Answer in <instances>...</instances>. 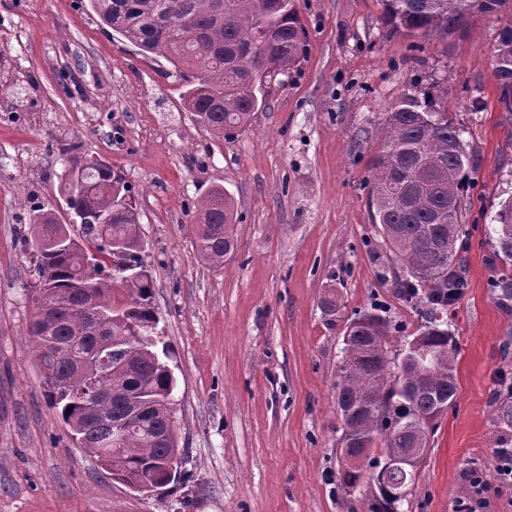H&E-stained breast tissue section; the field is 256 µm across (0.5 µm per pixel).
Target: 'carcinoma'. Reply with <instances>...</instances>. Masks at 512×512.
Returning <instances> with one entry per match:
<instances>
[{
	"label": "carcinoma",
	"instance_id": "carcinoma-1",
	"mask_svg": "<svg viewBox=\"0 0 512 512\" xmlns=\"http://www.w3.org/2000/svg\"><path fill=\"white\" fill-rule=\"evenodd\" d=\"M397 28L446 38L474 13L512 12V0H379ZM100 20L144 53L162 57L187 82L186 110L217 138L246 127L266 104L274 77L306 53V30L291 0H90ZM499 103L512 117V26H503L492 50ZM383 147L371 161L368 200L374 223L398 267L395 288L424 304L425 324L407 342L399 373L391 372L390 324L365 313L343 336L337 407L341 444L356 462L341 467L338 485L364 489L368 512H399L412 495L418 468L395 458L427 448L438 420L457 392V342L440 316L467 288L460 256L465 234L454 210L474 184L477 165L448 113L433 96L405 94L387 113ZM58 176L66 205L88 217L81 234L64 217L31 207L28 245L36 274L29 295L27 335L34 344L50 404L71 438L114 479L135 489L160 482L166 467L181 464L172 395L176 380L157 350V315L151 272L125 279L120 270L147 267L132 188L103 159L78 145L62 148ZM494 254L503 268L493 281L496 303L512 314V195L498 204ZM233 199L219 185L197 201L194 247L212 267L237 245ZM121 241L117 254L110 243ZM98 253L93 271L83 249ZM91 282L90 294L84 285ZM107 361H102V357ZM112 393L94 400L90 388ZM494 420L512 429V393L492 400ZM381 448L389 462L371 452Z\"/></svg>",
	"mask_w": 512,
	"mask_h": 512
}]
</instances>
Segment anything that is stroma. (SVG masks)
I'll return each mask as SVG.
<instances>
[{
    "instance_id": "obj_1",
    "label": "stroma",
    "mask_w": 512,
    "mask_h": 512,
    "mask_svg": "<svg viewBox=\"0 0 512 512\" xmlns=\"http://www.w3.org/2000/svg\"><path fill=\"white\" fill-rule=\"evenodd\" d=\"M307 53L277 76L248 127L217 138L181 99L172 66L102 26L88 0H0V512H367L338 489L336 395L346 324L372 310L422 311L392 287V257L368 205V167L388 108L443 94L478 163L461 201L468 287L448 309L458 390L401 512H512L492 487L502 435L490 401L512 378V316L492 294L489 239L512 195V120L492 49L512 14L472 15L445 39L392 29L377 0H293ZM112 164L137 202L157 332L172 352L177 482L151 493L115 481L74 445L48 402L25 334L34 280L25 242L37 196L60 205L61 148ZM223 186L239 216L223 267L196 255L199 196ZM335 287L336 314L323 309ZM486 481L475 494L473 478Z\"/></svg>"
}]
</instances>
